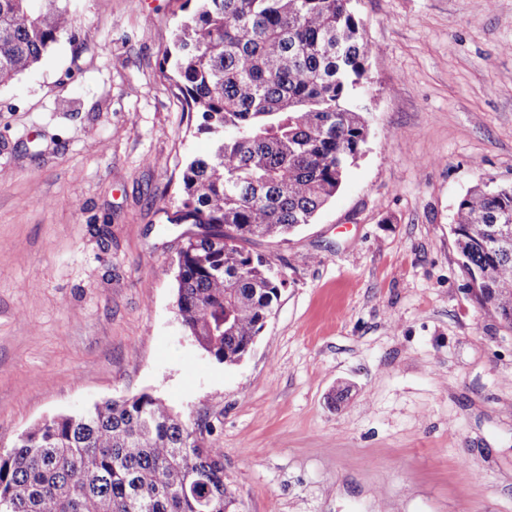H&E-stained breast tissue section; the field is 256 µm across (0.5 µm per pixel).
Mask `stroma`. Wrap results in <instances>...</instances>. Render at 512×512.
<instances>
[{"label":"stroma","mask_w":512,"mask_h":512,"mask_svg":"<svg viewBox=\"0 0 512 512\" xmlns=\"http://www.w3.org/2000/svg\"><path fill=\"white\" fill-rule=\"evenodd\" d=\"M72 33L0 85V449L151 392L210 426L239 512H512V335L485 318L453 215L512 187V0H353L364 154L312 223L248 250L286 284L215 362L175 313L205 155L165 60L185 0H60Z\"/></svg>","instance_id":"obj_1"}]
</instances>
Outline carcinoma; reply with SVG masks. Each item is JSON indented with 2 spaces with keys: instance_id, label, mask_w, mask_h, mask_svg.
<instances>
[{
  "instance_id": "carcinoma-1",
  "label": "carcinoma",
  "mask_w": 512,
  "mask_h": 512,
  "mask_svg": "<svg viewBox=\"0 0 512 512\" xmlns=\"http://www.w3.org/2000/svg\"><path fill=\"white\" fill-rule=\"evenodd\" d=\"M49 0H0V84L69 33ZM175 27L176 86L211 150L188 158L168 224L200 228L178 254L177 315L219 364L251 349L285 282L254 238L313 221L367 143L358 98L377 46L352 0H187ZM512 187L477 185L457 203L462 267L484 314L512 333ZM207 428L150 393L54 416L0 451V512H237Z\"/></svg>"
}]
</instances>
